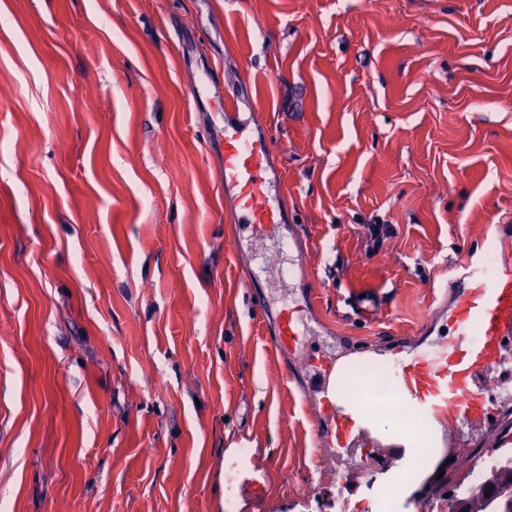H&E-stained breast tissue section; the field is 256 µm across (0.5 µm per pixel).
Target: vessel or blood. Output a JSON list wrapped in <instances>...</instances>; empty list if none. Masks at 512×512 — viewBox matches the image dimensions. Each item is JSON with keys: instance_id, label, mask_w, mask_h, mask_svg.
Instances as JSON below:
<instances>
[{"instance_id": "b4317fda", "label": "vessel or blood", "mask_w": 512, "mask_h": 512, "mask_svg": "<svg viewBox=\"0 0 512 512\" xmlns=\"http://www.w3.org/2000/svg\"><path fill=\"white\" fill-rule=\"evenodd\" d=\"M237 102L224 105V184L234 189V210L238 239H265L261 252L263 265L278 264L281 248L270 241L281 213L273 185L267 177L274 153L271 137L252 136L235 117ZM512 243V234L497 225L494 234L484 237L468 252L455 274L444 286L435 308L439 318L451 327L447 337H437L420 345L396 340L379 347L359 342L354 350L358 359L387 365L392 393L400 409L416 422V429H404L402 437L388 445L383 462L403 471L412 458L414 430L442 429L450 443V456L469 443L470 423L485 414L489 399L512 398V263L499 260V251ZM316 339L302 310L295 302L283 304L276 335L271 343L275 355H287L294 371H302L309 349ZM336 391L343 402L328 414H315L317 446L347 438L358 445L367 427H345V411L365 406L364 398L337 387L330 372L309 378L303 389L307 402L329 391Z\"/></svg>"}]
</instances>
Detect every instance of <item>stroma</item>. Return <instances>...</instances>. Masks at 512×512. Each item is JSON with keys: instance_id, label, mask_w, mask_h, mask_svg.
Returning <instances> with one entry per match:
<instances>
[{"instance_id": "stroma-1", "label": "stroma", "mask_w": 512, "mask_h": 512, "mask_svg": "<svg viewBox=\"0 0 512 512\" xmlns=\"http://www.w3.org/2000/svg\"><path fill=\"white\" fill-rule=\"evenodd\" d=\"M212 67L329 333L415 335L512 217V0H0V512H376L251 309Z\"/></svg>"}]
</instances>
